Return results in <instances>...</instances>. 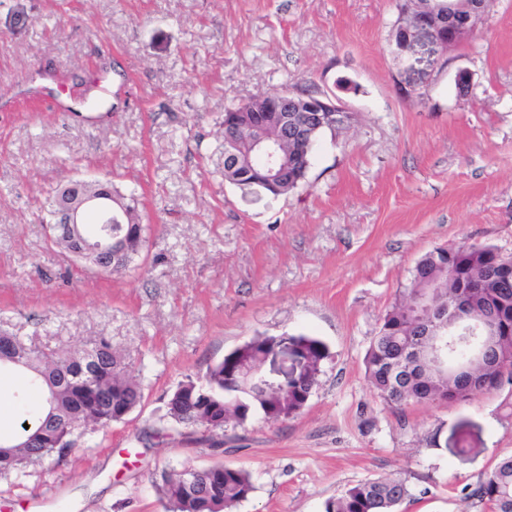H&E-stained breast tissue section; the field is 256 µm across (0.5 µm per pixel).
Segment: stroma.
Returning <instances> with one entry per match:
<instances>
[{"label":"stroma","instance_id":"1","mask_svg":"<svg viewBox=\"0 0 512 512\" xmlns=\"http://www.w3.org/2000/svg\"><path fill=\"white\" fill-rule=\"evenodd\" d=\"M399 4L0 0V331L48 353L108 340L144 389L61 461L0 474V512H166L162 470L222 462L254 486L233 512H324L399 473L401 512H489L466 495L512 455V392L393 408L364 358L426 252L512 257V0L401 58ZM304 86L350 119L303 184L272 198L225 181V110ZM77 176L136 198L135 270L49 244L40 205ZM300 334L328 356L298 415L215 432L168 416L179 383L235 347Z\"/></svg>","mask_w":512,"mask_h":512}]
</instances>
